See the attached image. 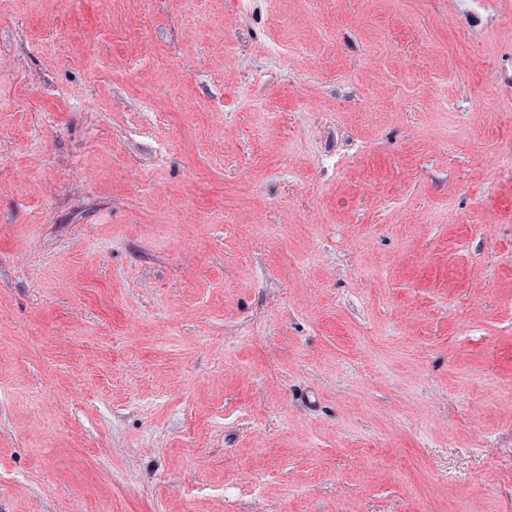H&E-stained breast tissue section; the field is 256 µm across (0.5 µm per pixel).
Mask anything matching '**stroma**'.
Returning <instances> with one entry per match:
<instances>
[{"label":"stroma","instance_id":"obj_1","mask_svg":"<svg viewBox=\"0 0 512 512\" xmlns=\"http://www.w3.org/2000/svg\"><path fill=\"white\" fill-rule=\"evenodd\" d=\"M0 512H512V0H0Z\"/></svg>","mask_w":512,"mask_h":512}]
</instances>
